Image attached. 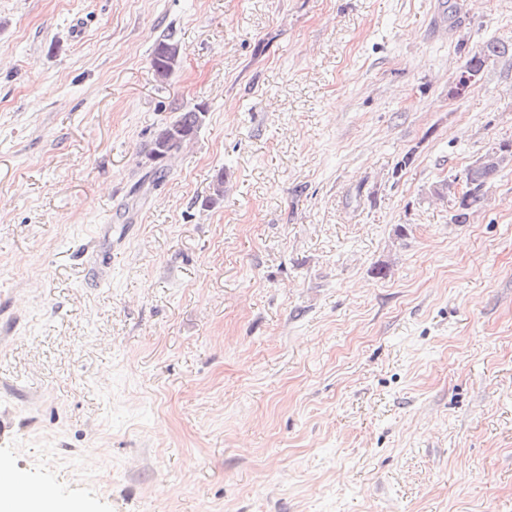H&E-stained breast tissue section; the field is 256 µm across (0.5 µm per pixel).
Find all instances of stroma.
<instances>
[{
	"label": "stroma",
	"mask_w": 512,
	"mask_h": 512,
	"mask_svg": "<svg viewBox=\"0 0 512 512\" xmlns=\"http://www.w3.org/2000/svg\"><path fill=\"white\" fill-rule=\"evenodd\" d=\"M511 140L512 0H0V458L92 512H512V169L451 220ZM179 42L174 32H166L157 39L152 53L151 64L156 76L167 79L180 65ZM500 53L501 47L497 43L493 41L487 42L470 54L463 69H472L480 75L491 58L498 56ZM477 73L467 70L458 72L452 82L453 93L458 95V97H463L472 90L476 84ZM177 110L179 111L172 121L156 133L148 150L149 158L159 164L158 169L161 172L166 170L164 163L167 160L179 152L184 145L186 146L193 142L206 113L204 107L200 104L185 105ZM171 130H176L180 134L181 144L175 152L168 153V149L165 148V141ZM492 155L498 158L496 165L475 168L477 160L483 156ZM465 173V192L456 198L455 196V214L452 215V221L456 224H465L468 222L472 209L480 202L484 195V188L489 180L497 175L502 169L512 165V143L500 142L490 147L483 155L479 157Z\"/></svg>",
	"instance_id": "1"
}]
</instances>
